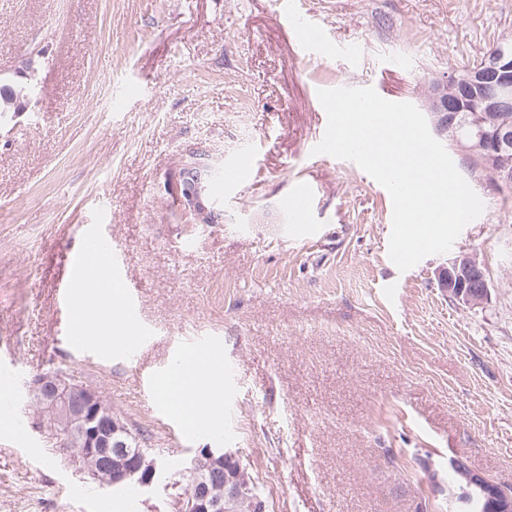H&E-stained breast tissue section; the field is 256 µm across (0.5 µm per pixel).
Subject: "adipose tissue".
<instances>
[{
	"instance_id": "ef3b65f1",
	"label": "adipose tissue",
	"mask_w": 512,
	"mask_h": 512,
	"mask_svg": "<svg viewBox=\"0 0 512 512\" xmlns=\"http://www.w3.org/2000/svg\"><path fill=\"white\" fill-rule=\"evenodd\" d=\"M75 298L79 308L77 319L81 324L123 331L125 323L119 291L111 282H102L89 293L76 291ZM223 385V364L215 361L192 371L177 384H161L157 397L170 414L186 419L190 430L208 433L220 429L223 421V408L212 400Z\"/></svg>"
}]
</instances>
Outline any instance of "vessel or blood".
<instances>
[{"instance_id":"obj_1","label":"vessel or blood","mask_w":512,"mask_h":512,"mask_svg":"<svg viewBox=\"0 0 512 512\" xmlns=\"http://www.w3.org/2000/svg\"><path fill=\"white\" fill-rule=\"evenodd\" d=\"M250 168V156H241L234 163L225 166L219 181L220 186L236 185L245 181ZM312 196L311 186L301 183L293 192L282 194L278 200L279 208L288 216L292 230L299 232L305 240L311 236L312 211L308 202ZM120 256V248L114 246L108 236L94 230L84 234L80 249L68 258L69 280L65 301L69 319L65 324L64 336L69 343L77 346L95 344V330L82 326L75 320L77 303L74 289L78 286L91 287L108 278L121 288L122 309L128 315L126 332L110 337L108 351L121 358L134 359L139 356L152 331L131 314L138 295V286L124 279L120 268ZM215 344V338L195 333L181 346L177 355L181 358L189 356L198 361H208L216 354Z\"/></svg>"}]
</instances>
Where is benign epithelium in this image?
<instances>
[{
  "instance_id": "7a95c632",
  "label": "benign epithelium",
  "mask_w": 512,
  "mask_h": 512,
  "mask_svg": "<svg viewBox=\"0 0 512 512\" xmlns=\"http://www.w3.org/2000/svg\"><path fill=\"white\" fill-rule=\"evenodd\" d=\"M512 102V39L501 41L494 53L475 65L451 74L448 82L436 86L431 100L436 132H454L465 152L479 156L504 185L512 183V125L492 123L489 113ZM209 174L195 165L184 172L183 205L201 211L200 196L205 190L202 177ZM439 286L465 306H477L487 300L489 286L482 264L473 255H459L448 268L438 273ZM29 395L46 405L54 414L55 432L70 454L72 462L87 469L100 467L108 472L105 485L134 480L151 485L156 477L155 460L142 453H131L120 438L123 425L104 409L100 393L79 383L70 375L54 371L32 377ZM237 455L222 448H202L191 462L189 489L171 495L170 512H228V506L241 500L251 509L266 510L264 500L254 490L228 472ZM472 487L494 512H512V495L484 476L465 470Z\"/></svg>"
}]
</instances>
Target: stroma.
Segmentation results:
<instances>
[{"label":"stroma","instance_id":"stroma-1","mask_svg":"<svg viewBox=\"0 0 512 512\" xmlns=\"http://www.w3.org/2000/svg\"><path fill=\"white\" fill-rule=\"evenodd\" d=\"M302 16L349 62L301 50ZM512 37V0H0V81L42 54L38 101L0 114V512H169L200 449L238 453L266 512H447L455 464L512 489V188L441 142L484 204L450 252L406 272L388 256L387 190L314 154L322 88L373 87L430 112L434 84ZM250 154L249 181L206 191L204 224L179 173ZM314 189L313 244L279 196ZM102 226L157 335L135 360L62 334L67 257ZM490 293L437 286L455 256ZM224 341V427L200 437L144 392L191 330ZM97 389L159 468L152 486L78 471L28 396L40 370ZM440 288L465 306H477L487 300L489 286L482 264L473 255H458L448 268L438 273Z\"/></svg>","mask_w":512,"mask_h":512}]
</instances>
